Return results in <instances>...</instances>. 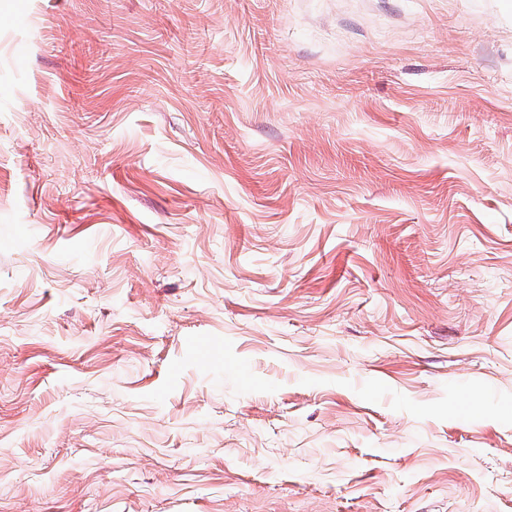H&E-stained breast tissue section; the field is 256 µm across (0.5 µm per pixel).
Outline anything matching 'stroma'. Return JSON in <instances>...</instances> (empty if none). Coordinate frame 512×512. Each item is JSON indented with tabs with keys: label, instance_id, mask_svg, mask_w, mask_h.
<instances>
[{
	"label": "stroma",
	"instance_id": "1",
	"mask_svg": "<svg viewBox=\"0 0 512 512\" xmlns=\"http://www.w3.org/2000/svg\"><path fill=\"white\" fill-rule=\"evenodd\" d=\"M0 512H512V0H0Z\"/></svg>",
	"mask_w": 512,
	"mask_h": 512
}]
</instances>
